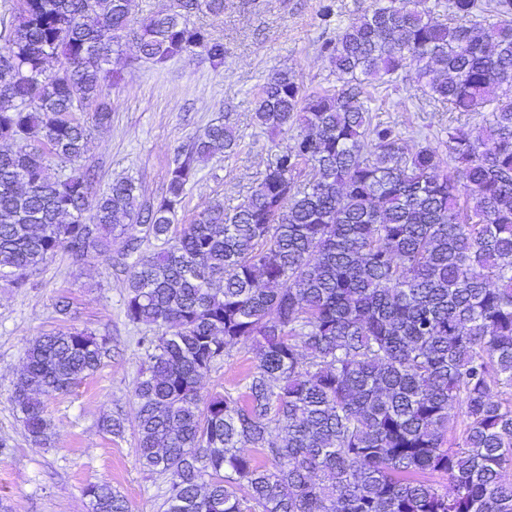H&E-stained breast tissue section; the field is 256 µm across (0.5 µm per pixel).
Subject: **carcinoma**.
Instances as JSON below:
<instances>
[{
  "label": "carcinoma",
  "mask_w": 512,
  "mask_h": 512,
  "mask_svg": "<svg viewBox=\"0 0 512 512\" xmlns=\"http://www.w3.org/2000/svg\"><path fill=\"white\" fill-rule=\"evenodd\" d=\"M415 2L372 0L321 44L338 90L272 68L253 119L297 131L293 145L240 203L182 226L197 164L239 146L228 125L177 151L152 207L129 178L93 191L81 161L111 122L123 40L156 66L219 68L224 43L189 17L224 0H173L138 23L130 0H16L0 21V142L44 146L0 147V278L23 288L58 251L81 260L123 236L138 254L125 315L151 334L135 455L166 476L164 512H512V0ZM402 77L483 115L482 132L450 126L445 152L408 150L368 91ZM241 349L255 358L243 383L201 395ZM104 354L78 328L29 342L13 403L34 442L52 434L43 398ZM84 494L90 512H129L107 483Z\"/></svg>",
  "instance_id": "cac0c4a2"
}]
</instances>
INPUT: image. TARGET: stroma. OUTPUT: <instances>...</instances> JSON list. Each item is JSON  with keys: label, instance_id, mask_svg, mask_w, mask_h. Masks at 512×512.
<instances>
[{"label": "stroma", "instance_id": "stroma-1", "mask_svg": "<svg viewBox=\"0 0 512 512\" xmlns=\"http://www.w3.org/2000/svg\"><path fill=\"white\" fill-rule=\"evenodd\" d=\"M324 0H224L221 16L196 15L224 44V65L177 59L158 67L140 59L127 41L112 65L124 79L105 89L112 121L92 130L84 163L95 174V190L113 179H132L143 204L165 193L168 170L179 147L209 125L224 122L239 138L235 154L199 163L187 187L179 223L186 224L212 201L234 206L240 194L261 178L271 145L286 149L288 135L270 139L253 120L255 99L272 67L295 70L307 91L334 88L336 77L319 52L338 28L358 18L370 0H333L331 24L320 20ZM376 119L396 125L409 149L437 141L448 126L478 129L483 118L464 116L429 104L412 79L377 87ZM132 256L121 242L111 251L74 260L58 252L35 272L26 287L0 279V506L8 512H89L84 489L107 483L127 501L130 512H162L168 488L164 476L142 468L135 457L136 407L132 389L140 368L142 327L124 313L125 268ZM86 329L105 342L102 365L71 391L46 400L52 423L49 442L31 440L12 401L28 342L39 335ZM253 362L246 351L233 352L206 376L202 394L241 382ZM121 414L124 433L101 428L104 416Z\"/></svg>", "mask_w": 512, "mask_h": 512}]
</instances>
